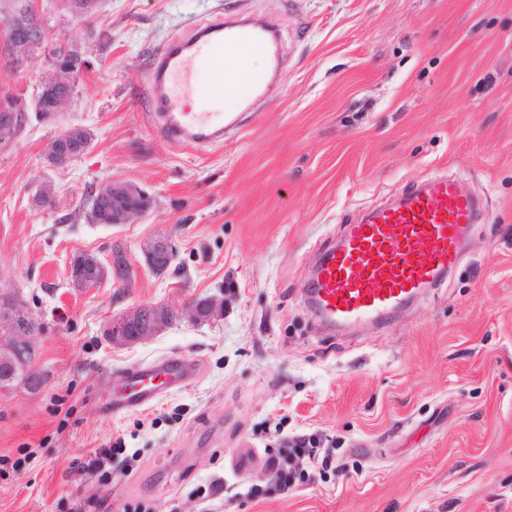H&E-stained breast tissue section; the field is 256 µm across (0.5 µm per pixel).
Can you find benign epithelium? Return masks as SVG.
Wrapping results in <instances>:
<instances>
[{
    "mask_svg": "<svg viewBox=\"0 0 512 512\" xmlns=\"http://www.w3.org/2000/svg\"><path fill=\"white\" fill-rule=\"evenodd\" d=\"M45 31L30 6L14 13L6 27L0 58L13 69L23 68L30 52L44 46ZM58 76L42 81L36 98V111L44 112V102H52L50 114L63 111L72 99L74 78L87 66L75 64L79 56L66 49L52 51ZM0 112H7L10 120L0 124V145L13 143L26 124V104L12 95L0 96ZM88 144L78 143L77 131L71 130L57 137L50 146L49 156L58 166L65 165L67 157L83 153ZM148 199L137 187L127 183H111L101 189L91 202L88 216L94 224H124L133 215L145 211ZM147 265L156 273L166 272L173 264L176 249L167 235L151 239L144 248ZM130 259L122 250H114L101 261L90 253L75 256L69 266L70 282L75 288H92L111 276L124 279ZM224 311V300L214 297L196 299L182 307L167 303L141 305L129 313L112 317L104 335L114 345L140 343L160 335L177 320L188 315L197 322L210 321ZM38 331L37 324L22 304L0 308V383L14 379L31 363L33 344L31 336Z\"/></svg>",
    "mask_w": 512,
    "mask_h": 512,
    "instance_id": "1",
    "label": "benign epithelium"
}]
</instances>
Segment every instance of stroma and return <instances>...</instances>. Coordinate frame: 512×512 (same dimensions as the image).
Masks as SVG:
<instances>
[{"mask_svg": "<svg viewBox=\"0 0 512 512\" xmlns=\"http://www.w3.org/2000/svg\"><path fill=\"white\" fill-rule=\"evenodd\" d=\"M34 5L51 42L90 67L46 119L34 103L54 73L47 50L0 66V94L28 105L0 146V303L38 325L29 369L42 378L0 385V512H202L210 491L223 512H512V0H101L88 19L64 0ZM256 10L286 59L270 100L209 153L162 140L139 90L155 51ZM74 127L90 149L53 167L49 144ZM436 173L489 204L457 267L386 323L327 328L305 296L322 255L359 210ZM111 182L149 209L91 223L89 198ZM158 235L177 248L162 274L143 254ZM117 247L123 281L71 285L73 257ZM208 296L222 317L123 347L103 334L140 305ZM169 356L199 363L188 386L103 414L124 368ZM299 434L340 468L324 478L304 462L284 496L264 461ZM115 442L128 454L107 490L87 463Z\"/></svg>", "mask_w": 512, "mask_h": 512, "instance_id": "1", "label": "stroma"}]
</instances>
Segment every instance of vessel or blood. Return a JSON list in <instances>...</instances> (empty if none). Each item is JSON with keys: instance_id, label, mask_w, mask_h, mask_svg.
<instances>
[{"instance_id": "1", "label": "vessel or blood", "mask_w": 512, "mask_h": 512, "mask_svg": "<svg viewBox=\"0 0 512 512\" xmlns=\"http://www.w3.org/2000/svg\"><path fill=\"white\" fill-rule=\"evenodd\" d=\"M264 57L265 71L249 61ZM284 71L279 28L261 13L217 17L171 36L154 54L143 81L159 135L203 150L240 132ZM244 104L224 109L225 95ZM484 208L469 185L445 175L407 185L390 203L369 207L346 224L338 246L314 271V292L329 326L389 315L399 303L441 281L454 268ZM196 361L168 358L124 374L127 391L110 411L146 405L166 388L196 378Z\"/></svg>"}]
</instances>
